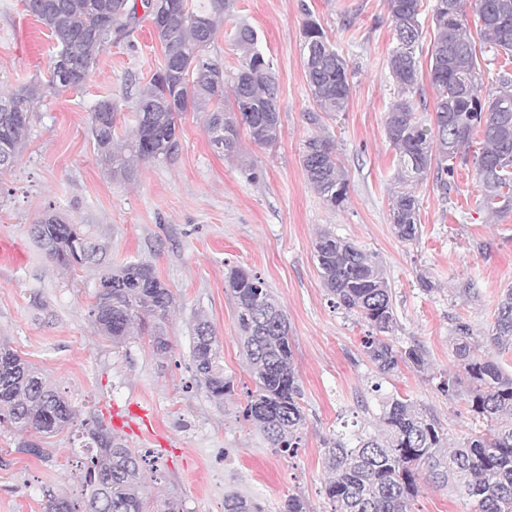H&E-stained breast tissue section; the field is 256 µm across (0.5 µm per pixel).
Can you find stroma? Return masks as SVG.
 <instances>
[{"instance_id": "obj_1", "label": "stroma", "mask_w": 512, "mask_h": 512, "mask_svg": "<svg viewBox=\"0 0 512 512\" xmlns=\"http://www.w3.org/2000/svg\"><path fill=\"white\" fill-rule=\"evenodd\" d=\"M313 13L355 67L345 112L318 127L307 114L302 23ZM234 21L250 24L274 63L282 135L272 148L242 142V157L227 158L209 143L203 114L184 113L181 150L170 162L140 164L134 180L113 179L97 162L90 111L120 96L128 76L148 81L163 49L148 22L103 51L81 88L45 92L30 115V134L10 171L0 174V239L21 242L27 260L0 264V338L41 368L64 391L78 419L110 421V410L138 405L126 440L146 455L154 476L146 493L153 512L175 502L179 512H224L225 495L280 512L300 496L309 512H331L324 441H354L374 432L383 397L410 396L429 408L450 440L485 431L464 400L438 389L447 376L464 378L451 338L469 324L479 343L492 333L494 308L512 286V213L490 217L479 206L473 165H455L448 191L434 179L420 183L421 235L401 241L389 220L397 158L385 134L393 99L388 59L396 40L386 0H237ZM55 41L24 9L0 0V94L49 77ZM329 136L349 181L348 198L329 206L308 185L299 162L304 142ZM259 180L247 178L242 162ZM81 225L113 264L141 259L175 295L165 321L171 353L156 355L146 340L122 347L99 336L88 317L98 290L96 266L57 269L31 234L45 209ZM328 230L385 266L398 317L400 344L421 347L424 370L402 368L378 381L362 339L366 325L333 308L322 285L315 237ZM258 273L288 315L294 364L305 415L302 448L281 456L239 416L255 385L238 339L233 297L225 288L232 267ZM435 283L423 290L420 280ZM211 323L224 373L235 392L216 406L193 379L192 329ZM381 391H373L374 383ZM36 432H0V512H42L47 493L74 496L81 483L69 461L78 434L48 439L43 459L18 444ZM473 501L450 489L422 484L412 512H473Z\"/></svg>"}]
</instances>
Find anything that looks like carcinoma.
Instances as JSON below:
<instances>
[{
    "label": "carcinoma",
    "mask_w": 512,
    "mask_h": 512,
    "mask_svg": "<svg viewBox=\"0 0 512 512\" xmlns=\"http://www.w3.org/2000/svg\"><path fill=\"white\" fill-rule=\"evenodd\" d=\"M397 44L388 69L394 86L386 137L396 153V184L390 198V224L403 241L419 234V183L436 171V184L448 189V160L473 162L480 204L497 217L512 211V79L504 74L494 91L481 95L476 45L466 36L465 0H434V45L429 84L434 92L429 120L416 111L427 106L416 50L423 0H386ZM25 10L51 31L56 52L49 63V86L60 92L86 83L97 56L126 38L148 19L164 48L163 65L146 83L130 79L135 92L123 99L134 112V125L123 143L115 142L118 103L108 97L92 111L90 131L97 161L112 177L129 180L140 162L170 160L179 151L178 122L185 112L207 113L211 144L226 156L239 155L241 135L272 148L281 137L278 85L274 64L259 49L256 30L243 21L231 32L240 53L235 72L224 70L211 54L215 35L232 15L236 0H182L181 6L154 18L148 0H23ZM144 9L138 14V9ZM481 45L512 60V0H476ZM304 71L314 109L313 125L346 111L354 72L339 55L321 24L305 11ZM233 106L225 108L226 91ZM43 89L35 83L9 96L0 95V171L12 167L30 131V112ZM482 152L469 157L476 135ZM453 152H448V147ZM301 167L310 188L336 207L347 198L348 178L324 137L305 141ZM37 243L58 266H100L99 290L89 317L99 335L119 347L145 336L160 355L171 352L165 320L173 292L145 262L114 266L88 244L76 224L49 208L33 225ZM320 277L331 304L368 327L363 347L386 380L401 366L425 368L423 351L394 341L398 328L392 290L382 262L355 244L322 231L315 241ZM226 287L236 301L239 340L255 390L247 392L242 418L256 426L275 452L290 457L301 448L305 416L294 365L288 318L260 275L236 269ZM452 338L468 387L459 392L448 378L439 390L464 400L477 418L495 424L493 432L469 433L448 447V431L435 415L400 393L381 401L379 433L358 436L350 447L341 438L325 441V465L331 473L325 492L333 512H411L426 476L438 487L451 486L477 501L479 512H512V371L502 364L512 349V287L503 289L494 309L490 345L475 343L470 326L460 323ZM194 376L217 405L234 394L224 376L217 336L209 321L196 320L191 352ZM76 410L67 396L8 342L0 340V430H34L44 438L70 429ZM83 444L72 449L81 473L82 497L47 495L44 512H150L144 496L145 459L126 438L98 417L82 423ZM224 512H263L259 503L224 495Z\"/></svg>",
    "instance_id": "obj_1"
}]
</instances>
